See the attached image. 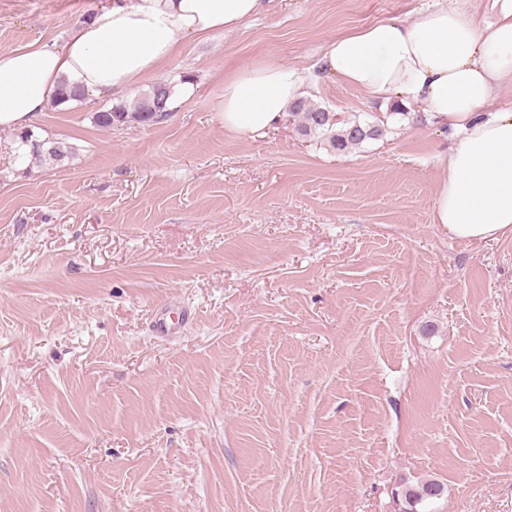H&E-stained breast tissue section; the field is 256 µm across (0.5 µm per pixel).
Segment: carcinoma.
I'll return each mask as SVG.
<instances>
[{"label": "carcinoma", "instance_id": "cac0c4a2", "mask_svg": "<svg viewBox=\"0 0 512 512\" xmlns=\"http://www.w3.org/2000/svg\"><path fill=\"white\" fill-rule=\"evenodd\" d=\"M172 95V85L167 82L153 84L139 94L131 103H117L94 113L96 123L103 128L119 127L128 122L156 124L169 114L168 101ZM81 88L63 78L52 95L51 105L60 107L70 102L85 100ZM288 116L297 122L298 129L305 136L323 137L338 153H346L358 148L368 140H375L384 133L378 124L345 120L336 113L308 100L300 98L289 108ZM19 148L29 151L31 159L40 164L61 165L73 153V147L66 141L42 140L33 138V133L23 130L16 134ZM445 494L444 484L436 479H424L415 483L405 482L399 486L398 512H436L435 504Z\"/></svg>", "mask_w": 512, "mask_h": 512}]
</instances>
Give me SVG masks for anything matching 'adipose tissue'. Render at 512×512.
Instances as JSON below:
<instances>
[{"instance_id": "obj_1", "label": "adipose tissue", "mask_w": 512, "mask_h": 512, "mask_svg": "<svg viewBox=\"0 0 512 512\" xmlns=\"http://www.w3.org/2000/svg\"><path fill=\"white\" fill-rule=\"evenodd\" d=\"M262 9L263 0H112L63 43L0 51V127L35 123L64 78L94 97L133 88L181 41L235 30ZM491 9L487 17L428 0L413 21L388 18L330 38L306 69L259 59L225 71L224 129L262 136L328 80L400 103L454 139L438 156L435 223L474 242L511 234L512 109L494 103L512 86V0H491Z\"/></svg>"}]
</instances>
